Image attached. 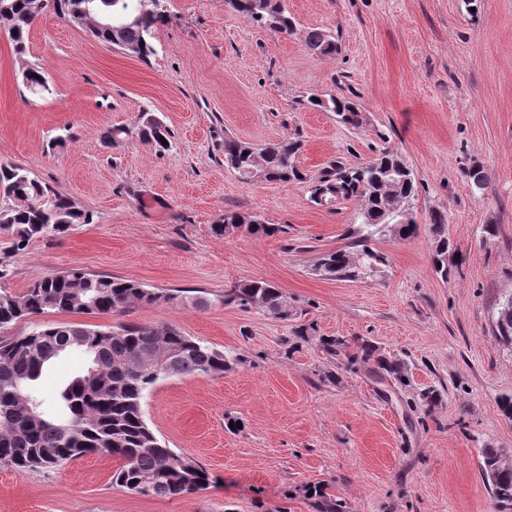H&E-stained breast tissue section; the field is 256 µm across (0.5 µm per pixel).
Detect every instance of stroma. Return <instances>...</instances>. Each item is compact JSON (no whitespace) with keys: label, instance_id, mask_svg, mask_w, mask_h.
<instances>
[{"label":"stroma","instance_id":"1","mask_svg":"<svg viewBox=\"0 0 512 512\" xmlns=\"http://www.w3.org/2000/svg\"><path fill=\"white\" fill-rule=\"evenodd\" d=\"M297 32L281 35L224 0H168L156 53L128 57L83 26L45 11L16 57L0 26V165H19L69 197L90 221L29 243L0 288L21 295L38 277L79 268L184 291L185 304L125 313H45L0 330L42 323L108 330L167 322L224 351L221 374L161 380L143 410L155 434L209 474L207 490L152 498L112 484L115 459L88 455L53 470H0V512H317L318 498L346 512H493L479 462L512 458V344L498 339L500 303L512 295V0H284ZM335 34L340 51H309L302 33ZM41 67L53 94L22 81ZM359 103V127L307 107L310 93ZM163 122L171 145L105 144L143 116ZM303 148L304 180L242 182L224 162V136ZM412 169L416 235L386 230L381 276L331 280L319 258L347 248L358 203L320 208L307 181L330 163L353 167L383 147ZM486 173L472 188V167ZM274 225L215 235L224 211ZM448 216L457 253L441 278L428 221ZM497 227L485 237L482 227ZM264 280L288 302L280 319L220 302L227 284ZM204 297L208 307H195ZM369 340L402 361L409 383L383 399L368 368L349 371L324 338ZM88 366L69 351L35 391L46 410ZM437 389L440 403L421 406Z\"/></svg>","mask_w":512,"mask_h":512}]
</instances>
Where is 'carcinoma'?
I'll return each mask as SVG.
<instances>
[{
    "mask_svg": "<svg viewBox=\"0 0 512 512\" xmlns=\"http://www.w3.org/2000/svg\"><path fill=\"white\" fill-rule=\"evenodd\" d=\"M9 8L0 13L8 22V37L15 54L28 51L31 27L45 8L37 0H7ZM224 5L269 29L282 34L294 32L295 24L283 0H224ZM85 0H48V8L57 16L78 20L100 42L122 51L135 50L144 61L154 55V32L169 15L165 0H112V11L126 17L124 28L116 35L95 27L84 14ZM304 44L315 54L338 53V40L318 28L305 31ZM29 87L52 93L39 68L28 67ZM310 105L333 112L341 122L357 127L361 123L359 106L346 97L311 95ZM134 135L168 148L170 132L160 121L144 123ZM297 141L255 144L236 137H224V159L234 162L239 178L250 182L249 170L262 173L265 181H289L300 175L296 154ZM412 170L394 150L386 147L371 161L356 167L332 165L310 180V201L319 199H355L359 203L353 238L346 250L324 255L318 262L326 278L356 280L363 268L356 263L363 257L367 265H385V256L370 246L372 237L388 226L392 204L409 203L416 194ZM0 196L17 201L0 207V233L9 236L10 246L0 251V280L8 275V259L27 247L30 241L58 237L76 224L90 223L86 213L77 210L69 198L61 195L20 166L0 168ZM266 234L274 229L248 216L226 211L212 229L224 235L238 226ZM436 240V257L448 253V217L434 211L429 218ZM183 300L175 289L152 291L133 280L106 274H90L79 269L34 279L19 296L0 291V328L8 327L49 310L60 313L108 314L126 312L135 305H174ZM224 304L243 308L258 306L264 312L282 317L288 311L282 292L263 280H251L224 290ZM83 348L90 369L74 377L61 392V413L45 414L41 402L33 413L18 409L22 385L34 383L44 368L61 354ZM158 355L168 360L170 371L154 374L143 369L142 357ZM347 369L369 367L375 380L407 386L405 364L391 360L369 341L346 353ZM228 368L223 352L204 341L184 335L169 323L148 326L124 323L110 336L98 334L82 324L41 325L26 334L0 338V469L24 473L53 469L87 454L112 457L119 466L112 484L130 493L171 498L203 490L209 474L190 458L180 456L160 441L145 420L143 401L161 380L174 376H209ZM494 507L508 506L512 512V465L502 464L494 477L485 478Z\"/></svg>",
    "mask_w": 512,
    "mask_h": 512,
    "instance_id": "cac0c4a2",
    "label": "carcinoma"
}]
</instances>
